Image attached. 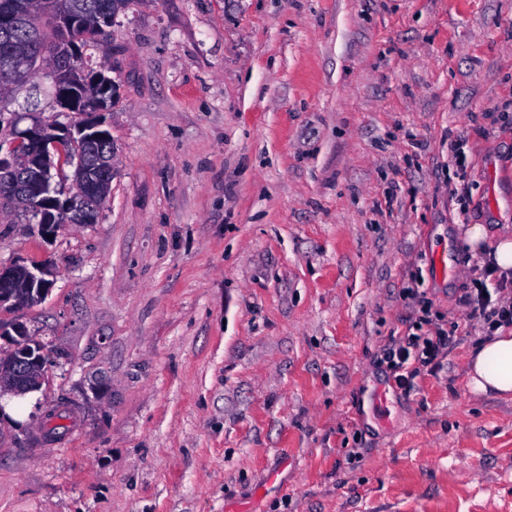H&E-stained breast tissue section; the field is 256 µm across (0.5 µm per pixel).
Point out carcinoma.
I'll return each mask as SVG.
<instances>
[{"mask_svg": "<svg viewBox=\"0 0 512 512\" xmlns=\"http://www.w3.org/2000/svg\"><path fill=\"white\" fill-rule=\"evenodd\" d=\"M131 0H0V15L11 16L7 27H0V97L12 85L27 80L39 70L48 69L47 76L63 88L80 91L70 110L92 112L97 102L112 103L114 83L104 71L88 76L79 54V44L94 40L112 27V20L125 10ZM58 56H68L73 67L67 78L54 70ZM114 151L112 138L86 146L81 150V164L75 167L74 181L86 175L87 168L98 158H107ZM19 200L11 203L28 223H38L37 211L51 214L53 220L60 213L51 210L55 191L34 199L26 196L25 187L18 188Z\"/></svg>", "mask_w": 512, "mask_h": 512, "instance_id": "cac0c4a2", "label": "carcinoma"}]
</instances>
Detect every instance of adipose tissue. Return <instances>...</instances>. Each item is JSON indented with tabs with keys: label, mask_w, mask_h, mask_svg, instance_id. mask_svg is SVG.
Instances as JSON below:
<instances>
[{
	"label": "adipose tissue",
	"mask_w": 512,
	"mask_h": 512,
	"mask_svg": "<svg viewBox=\"0 0 512 512\" xmlns=\"http://www.w3.org/2000/svg\"><path fill=\"white\" fill-rule=\"evenodd\" d=\"M466 243L471 251L485 253L497 274H512V232L493 237L486 225L475 224L466 233ZM467 375L473 394L512 398V328H498L471 351Z\"/></svg>",
	"instance_id": "obj_1"
}]
</instances>
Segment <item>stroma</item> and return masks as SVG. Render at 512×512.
<instances>
[{
	"mask_svg": "<svg viewBox=\"0 0 512 512\" xmlns=\"http://www.w3.org/2000/svg\"><path fill=\"white\" fill-rule=\"evenodd\" d=\"M83 54L117 85L96 223L0 212V263L53 270L0 322L55 362L0 423V512H512L460 302L468 227L512 225V0H132ZM0 111L84 120L41 76ZM411 288L454 342L405 393L376 357Z\"/></svg>",
	"mask_w": 512,
	"mask_h": 512,
	"instance_id": "1",
	"label": "stroma"
}]
</instances>
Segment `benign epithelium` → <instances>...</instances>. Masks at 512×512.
Returning <instances> with one entry per match:
<instances>
[{
    "label": "benign epithelium",
    "instance_id": "obj_1",
    "mask_svg": "<svg viewBox=\"0 0 512 512\" xmlns=\"http://www.w3.org/2000/svg\"><path fill=\"white\" fill-rule=\"evenodd\" d=\"M94 133L74 140L70 129L58 125H35L17 132L9 144L0 141V200L15 197L16 180L10 178L19 160L24 157L51 158L62 152L63 146L72 143L74 148L96 141ZM113 164L103 161L90 170L87 180L76 185L75 191L61 203L60 209L76 213V222L91 224L95 213L85 208V193L112 180ZM51 270L42 264H11L0 266V310L18 309L37 305L50 289ZM12 330L16 336L14 350L0 362V400L4 397L23 396L37 390L49 381L53 360L50 352L39 340L29 335L27 327L13 322L9 327L0 324V335Z\"/></svg>",
    "mask_w": 512,
    "mask_h": 512
}]
</instances>
